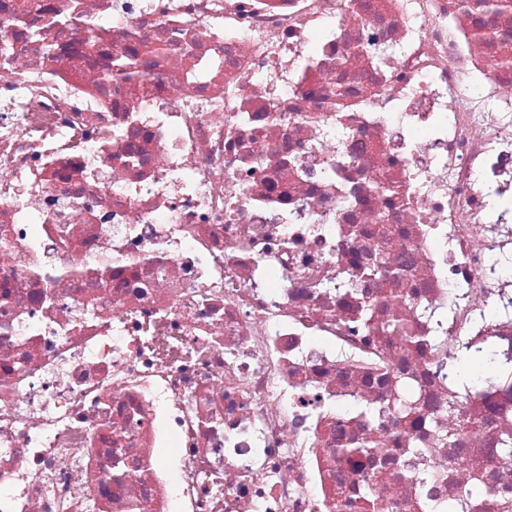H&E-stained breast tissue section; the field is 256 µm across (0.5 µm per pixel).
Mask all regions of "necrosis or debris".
<instances>
[{"mask_svg": "<svg viewBox=\"0 0 512 512\" xmlns=\"http://www.w3.org/2000/svg\"><path fill=\"white\" fill-rule=\"evenodd\" d=\"M489 2L0 0V512L512 502V381L449 406L434 342L512 353Z\"/></svg>", "mask_w": 512, "mask_h": 512, "instance_id": "1", "label": "necrosis or debris"}]
</instances>
